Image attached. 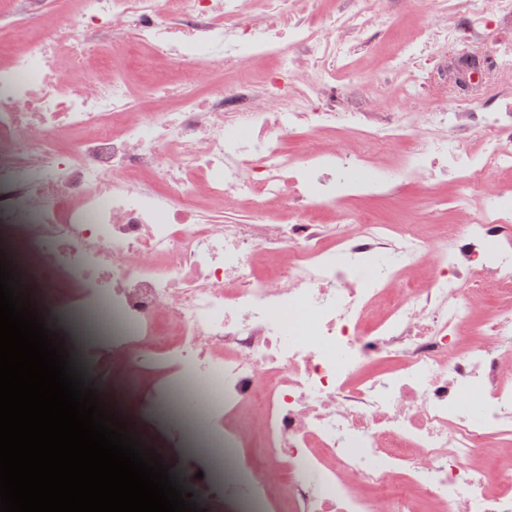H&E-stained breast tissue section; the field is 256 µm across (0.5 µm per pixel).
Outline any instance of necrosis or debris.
<instances>
[{
    "instance_id": "necrosis-or-debris-1",
    "label": "necrosis or debris",
    "mask_w": 512,
    "mask_h": 512,
    "mask_svg": "<svg viewBox=\"0 0 512 512\" xmlns=\"http://www.w3.org/2000/svg\"><path fill=\"white\" fill-rule=\"evenodd\" d=\"M304 2L74 0L0 61V252L48 328L46 283L69 286L70 333L144 387L139 413L223 449L203 483L183 472L201 512H277L283 493L290 512H512V469L479 464L512 453V194L487 182L512 174V43L461 0L425 31L461 75L400 44L403 94L375 107L348 34L387 26L379 0ZM141 51L184 69L151 87L176 111L138 110L116 63ZM368 142L408 148L393 168ZM438 161L462 220L435 237L338 207L397 199ZM229 199L251 223H209ZM259 438L264 461L242 460Z\"/></svg>"
}]
</instances>
